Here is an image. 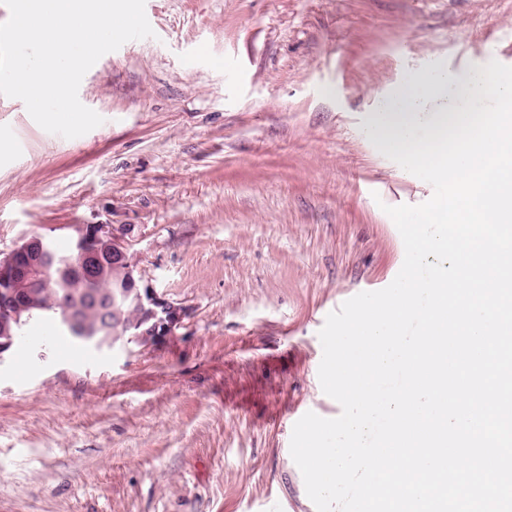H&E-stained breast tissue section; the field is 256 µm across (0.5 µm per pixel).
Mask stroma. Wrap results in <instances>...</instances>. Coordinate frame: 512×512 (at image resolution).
<instances>
[{
	"instance_id": "obj_1",
	"label": "stroma",
	"mask_w": 512,
	"mask_h": 512,
	"mask_svg": "<svg viewBox=\"0 0 512 512\" xmlns=\"http://www.w3.org/2000/svg\"><path fill=\"white\" fill-rule=\"evenodd\" d=\"M154 37L102 56L72 139L0 95V258L73 224L133 237L137 274L187 316L144 348L0 361V512H316L298 411L339 410L318 333L387 287L384 205L432 186L363 135L375 96L437 61L512 66V0H146Z\"/></svg>"
}]
</instances>
